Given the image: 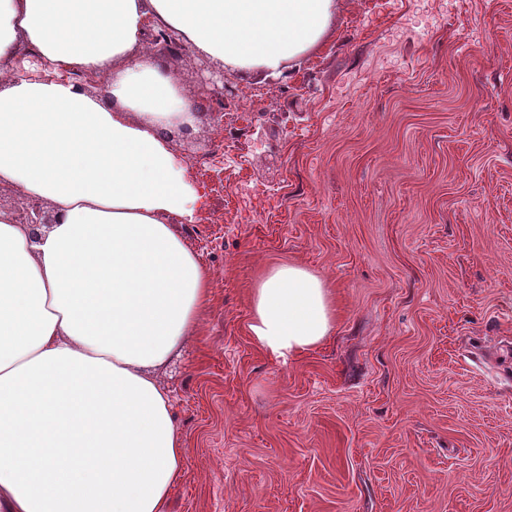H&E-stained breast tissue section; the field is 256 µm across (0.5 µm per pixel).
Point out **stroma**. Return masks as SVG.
Segmentation results:
<instances>
[{"mask_svg":"<svg viewBox=\"0 0 512 512\" xmlns=\"http://www.w3.org/2000/svg\"><path fill=\"white\" fill-rule=\"evenodd\" d=\"M228 78L240 110L169 133L211 218L169 512H512V0H337L315 51ZM288 263L336 326L284 363L248 323Z\"/></svg>","mask_w":512,"mask_h":512,"instance_id":"35a3bbf8","label":"stroma"}]
</instances>
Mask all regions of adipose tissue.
<instances>
[{
	"mask_svg": "<svg viewBox=\"0 0 512 512\" xmlns=\"http://www.w3.org/2000/svg\"><path fill=\"white\" fill-rule=\"evenodd\" d=\"M336 0H0V185L47 204L31 238L0 209V512H167L184 444L158 374L210 297L181 232L200 197L161 126L194 99L144 51L147 21L231 71L276 72L326 37ZM99 77L18 75V52ZM335 299L305 267L252 291L249 334L285 360Z\"/></svg>",
	"mask_w": 512,
	"mask_h": 512,
	"instance_id": "obj_1",
	"label": "adipose tissue"
}]
</instances>
